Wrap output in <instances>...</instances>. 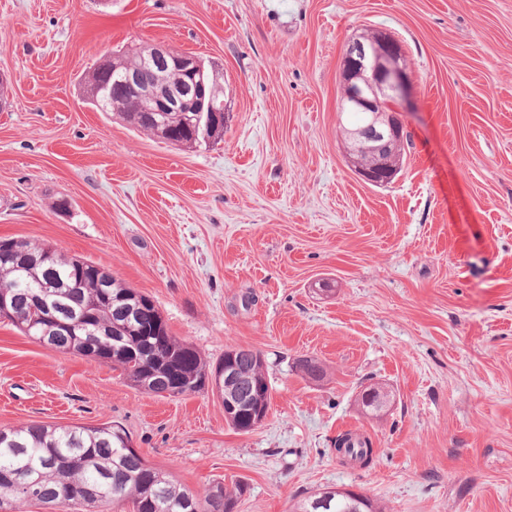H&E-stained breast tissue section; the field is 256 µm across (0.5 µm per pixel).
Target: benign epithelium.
I'll return each mask as SVG.
<instances>
[{
  "label": "benign epithelium",
  "mask_w": 512,
  "mask_h": 512,
  "mask_svg": "<svg viewBox=\"0 0 512 512\" xmlns=\"http://www.w3.org/2000/svg\"><path fill=\"white\" fill-rule=\"evenodd\" d=\"M348 54L355 67L346 72L341 85V109L374 112L382 98L400 102L406 97V64L395 42L384 39L379 45H368L355 40L349 45ZM136 56L138 63L126 68L115 85L118 93L134 98L135 105L129 111L148 116L154 135L168 142L176 141L177 133L166 113L187 112L193 137L207 139L209 130L223 122L224 103L207 97L208 76L204 62L173 47L153 44L137 48ZM400 135L397 120L389 116L362 128L355 138L371 144L378 153ZM242 352L256 355L251 348L228 349L224 363L217 366L207 380L208 389L229 408L224 413L227 421L232 420L237 406L246 404L249 398L247 394L233 395L238 378L236 356Z\"/></svg>",
  "instance_id": "1"
}]
</instances>
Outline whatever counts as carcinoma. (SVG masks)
Instances as JSON below:
<instances>
[{"label":"carcinoma","mask_w":512,"mask_h":512,"mask_svg":"<svg viewBox=\"0 0 512 512\" xmlns=\"http://www.w3.org/2000/svg\"><path fill=\"white\" fill-rule=\"evenodd\" d=\"M351 137L371 119L370 112H346ZM21 270L0 266V290L17 302L9 322L25 335L65 353L91 357L112 365L132 385L158 393L168 388L178 397L198 392L209 365L200 353L172 335L157 308L153 319H139L132 308L148 298L125 286L94 262L69 257L47 243L24 240ZM96 301L86 317L76 301ZM56 308L73 325L61 336L57 325L38 318L33 307ZM336 449L359 463L372 455L371 440L347 432ZM247 487L229 490L215 482L200 497L173 476L151 466L132 448L125 431L109 423L95 426L31 422L0 434V512H20V505L38 502L59 512H93L100 504L132 505V512H234ZM344 502L333 497L315 505L314 496L301 500L296 512H343Z\"/></svg>","instance_id":"1"}]
</instances>
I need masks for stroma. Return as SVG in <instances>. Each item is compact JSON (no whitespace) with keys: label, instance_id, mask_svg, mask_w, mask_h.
<instances>
[{"label":"stroma","instance_id":"1","mask_svg":"<svg viewBox=\"0 0 512 512\" xmlns=\"http://www.w3.org/2000/svg\"><path fill=\"white\" fill-rule=\"evenodd\" d=\"M363 34L409 75L412 145L383 186L341 130ZM144 43L223 76L221 138L174 145L85 102L102 59ZM0 74V239L93 261L207 364L259 351L271 391L241 433L210 391L150 394L0 321V429L118 425L195 493L245 483L236 512L332 487L386 512H512V0H0ZM347 431L370 467L336 455Z\"/></svg>","mask_w":512,"mask_h":512}]
</instances>
